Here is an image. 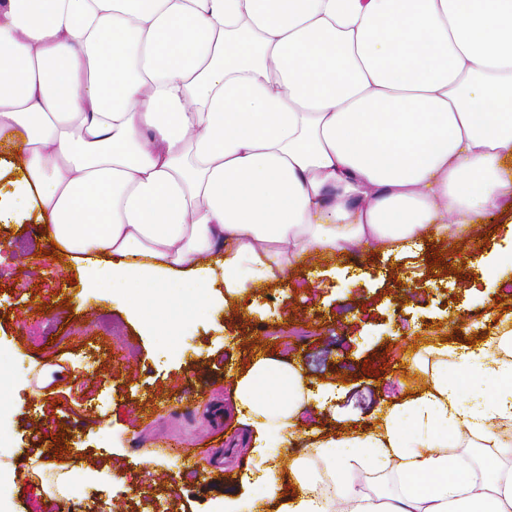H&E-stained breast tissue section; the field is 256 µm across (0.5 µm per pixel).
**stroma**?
<instances>
[{"label": "stroma", "instance_id": "obj_1", "mask_svg": "<svg viewBox=\"0 0 512 512\" xmlns=\"http://www.w3.org/2000/svg\"><path fill=\"white\" fill-rule=\"evenodd\" d=\"M512 215L503 214L451 244L455 270L395 261L383 248L356 256H315L312 267L335 277L248 292L197 322L176 354L104 295L75 282L67 260L42 257L48 242L0 224V348L10 353L0 391L12 437L0 471L12 512H211L240 491L259 461L237 425L226 378L249 348L242 324L262 353L298 365L311 387L339 386L333 405H311V427L372 424L384 404L424 381L420 356L441 339L470 340L512 319V267L487 268L507 251ZM64 453L46 444L48 434ZM196 442L189 478L181 461L146 457L156 435Z\"/></svg>", "mask_w": 512, "mask_h": 512}]
</instances>
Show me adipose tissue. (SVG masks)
I'll list each match as a JSON object with an SVG mask.
<instances>
[{
  "mask_svg": "<svg viewBox=\"0 0 512 512\" xmlns=\"http://www.w3.org/2000/svg\"><path fill=\"white\" fill-rule=\"evenodd\" d=\"M511 209L512 0H0V223L162 348L308 256H415ZM428 356L336 432L303 421L336 389L253 358L230 394L262 464L219 512H512V326Z\"/></svg>",
  "mask_w": 512,
  "mask_h": 512,
  "instance_id": "obj_1",
  "label": "adipose tissue"
}]
</instances>
